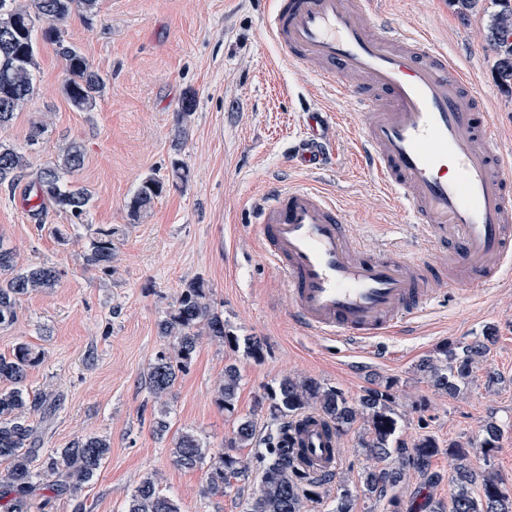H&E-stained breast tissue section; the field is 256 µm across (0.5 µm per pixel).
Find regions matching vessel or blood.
<instances>
[{
    "label": "vessel or blood",
    "instance_id": "1",
    "mask_svg": "<svg viewBox=\"0 0 512 512\" xmlns=\"http://www.w3.org/2000/svg\"><path fill=\"white\" fill-rule=\"evenodd\" d=\"M375 0H276L262 28L283 58L309 68L362 117L360 164L406 208L448 267L445 287L474 300L512 278V150L484 112L466 73L424 33L409 34ZM293 148L310 173L328 165L324 113L306 110ZM255 234L286 285L304 331L365 347L416 323L440 290L422 276L424 255L398 241L368 252L328 195L278 186L257 206ZM290 445L316 475H329L339 442L316 419Z\"/></svg>",
    "mask_w": 512,
    "mask_h": 512
}]
</instances>
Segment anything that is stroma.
Here are the masks:
<instances>
[{
	"label": "stroma",
	"mask_w": 512,
	"mask_h": 512,
	"mask_svg": "<svg viewBox=\"0 0 512 512\" xmlns=\"http://www.w3.org/2000/svg\"><path fill=\"white\" fill-rule=\"evenodd\" d=\"M272 0H99L92 23L72 16L63 27L91 67L106 79L93 111L67 101L65 66L52 45H40L37 93L14 120L0 128V143L27 158L33 173L79 142L85 163L74 182L92 194L87 221L71 223L50 212L38 229L29 180L0 185V242L20 265L47 263L60 273L55 287L21 299L16 321L0 327V355L27 343L42 359L28 372L32 392H50L57 409L43 430L44 447H67L82 435L111 443L98 477L82 492L84 512H123L147 476L173 496L182 512H245L260 477L235 481L220 495H204L206 467L184 470L173 462L172 435L188 429L212 450L226 448L237 418L252 417L259 438L274 426L258 401L285 375L312 377L361 396L378 379L395 383L404 419L399 437L413 443L433 435L440 447L476 437L495 419L502 438L490 456L471 464L498 472L512 487V281L471 301L441 297L436 313L409 335L384 344L390 360L356 355L336 341L299 330L291 321L285 285L264 261L252 230L256 203L273 180L309 181L339 204L343 217L368 248L401 237L413 253L425 241L404 207L390 201L373 174L354 160L361 116L321 87L311 72L279 57L260 34ZM387 20L412 32L426 30L470 72L492 121L512 129V90L494 74V53L485 33L489 11L456 13L449 0H380ZM194 95L193 112L183 102ZM318 105L334 116L337 156L316 177L295 168L290 149L302 132L301 114ZM46 127L37 144L34 124ZM188 177L174 178L172 160ZM148 176L164 182L163 194L139 219L128 202ZM112 228L116 257L108 272L86 268L83 251L95 229ZM65 230L59 241L55 229ZM204 280L211 302L239 337L265 342L262 361L201 338L196 356L166 398L170 432L153 431L157 409L146 385L149 360L166 341L158 322L189 282ZM495 326L486 366L500 381L478 376L457 397L435 391L415 365L448 340L481 335ZM241 380L236 410L216 403L228 362ZM453 467L447 455L432 464L436 483L411 474L398 506L355 493L352 512H419L425 496L448 500Z\"/></svg>",
	"instance_id": "35a3bbf8"
}]
</instances>
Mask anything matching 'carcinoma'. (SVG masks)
I'll list each match as a JSON object with an SVG mask.
<instances>
[{
    "mask_svg": "<svg viewBox=\"0 0 512 512\" xmlns=\"http://www.w3.org/2000/svg\"><path fill=\"white\" fill-rule=\"evenodd\" d=\"M487 41L494 54L497 81L512 88V0H491ZM98 0H32L28 6L18 0H0V127L10 124L36 90L38 42L55 47L64 61L67 80L64 94L77 111L89 112L105 86V80L92 70L79 47L65 38L59 24L72 15L89 22L97 15ZM85 162V152L77 142L69 144L57 159L40 168L31 181L35 196L66 212L73 224L86 221L91 196L69 179ZM25 155L0 143V185H13L24 176ZM164 183L145 178L128 203L133 219L140 218L162 195ZM115 243L110 228H99L90 239L84 262L93 269L109 270L114 259ZM59 271L48 264L18 265L13 249L0 243V326L16 319L22 297L53 287ZM160 336L167 345L150 359L147 384L159 404L154 428H168L164 398L175 385L178 375L191 365L203 334L234 351L243 352L256 361L264 357L263 343L257 337L234 335L224 317L212 306L208 285L201 279L188 283L170 311L159 321ZM496 340L488 327L470 341H447L416 365L435 390L449 396L466 391L481 369L487 352ZM40 362L26 343L15 346L8 357L0 356V508L3 512H34L46 505L43 491L67 496L76 501L75 512H83L79 501L83 485L99 473L110 454V442L99 436H87L66 448L42 453V431L30 421L38 412L48 420L55 402L44 392L33 393L26 387L28 371ZM239 369L224 367V378L217 388V403L227 413L235 412ZM394 381L386 380L367 388L353 400L340 389L315 378L285 375L269 387L259 400L267 407L270 418L278 422L275 443L256 456L260 488L247 503L246 512H308L321 499L324 484L296 468L290 448L286 446L287 427L293 420L316 415L342 434L361 423L358 439L365 463L358 473V488L366 496H389L398 502L396 491L406 481L409 470L427 472L440 445L431 435L420 438L413 447L399 439L404 413L393 392ZM499 425L486 422L476 439L465 444H448V458L454 461L450 482L452 493L448 506L424 498L426 512H512V491L501 476L488 468H476L470 457L481 451L489 455L497 447ZM257 427L249 417L237 419L231 448H245L256 442ZM174 463L187 470L208 465L204 493H224L230 479L248 476L250 466L239 457L221 451L213 456L193 432L186 430L174 438ZM353 492L348 481L339 482L333 512H352ZM124 512H181L180 504L161 493L151 477L144 478L134 490Z\"/></svg>",
    "mask_w": 512,
    "mask_h": 512,
    "instance_id": "obj_1",
    "label": "carcinoma"
}]
</instances>
